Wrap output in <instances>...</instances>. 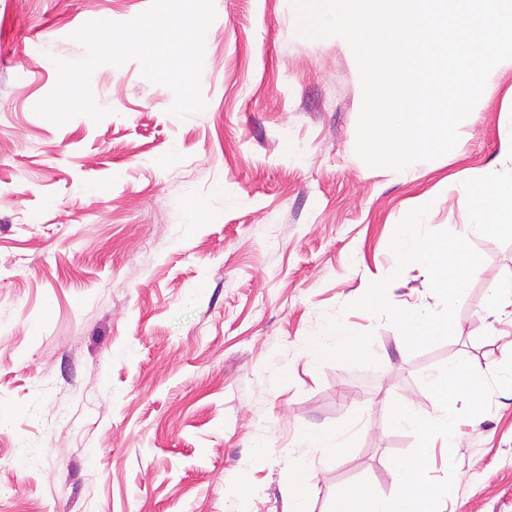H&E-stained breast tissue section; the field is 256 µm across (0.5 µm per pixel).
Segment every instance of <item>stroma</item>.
I'll return each instance as SVG.
<instances>
[{
	"mask_svg": "<svg viewBox=\"0 0 512 512\" xmlns=\"http://www.w3.org/2000/svg\"><path fill=\"white\" fill-rule=\"evenodd\" d=\"M149 4L0 0V512H288L297 457L308 512L362 479L396 494L391 458L416 439L386 402L431 413L423 375L512 355L488 328L512 315L488 292L512 276V243L473 239L454 335L427 349L349 304L394 270L414 202L429 229L464 223L458 180L492 169L512 127V64L456 147L403 179L357 156L355 57L299 35L293 0H214L202 111L170 115L173 92L130 60L92 75L101 122L35 113L54 58L86 55L74 31ZM331 321L364 355L313 350ZM459 426L428 467L454 477L442 512H512V393ZM349 428L345 454L308 442Z\"/></svg>",
	"mask_w": 512,
	"mask_h": 512,
	"instance_id": "1",
	"label": "stroma"
}]
</instances>
